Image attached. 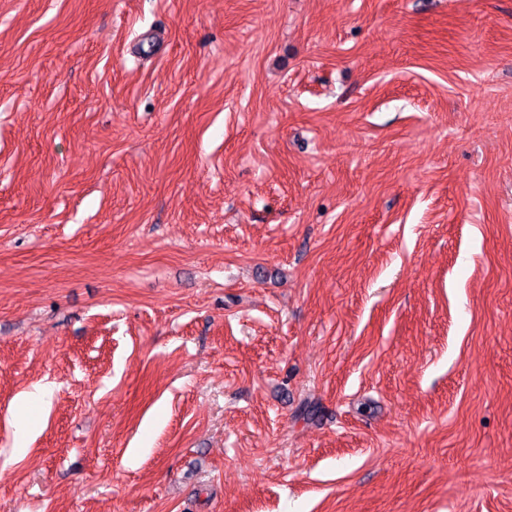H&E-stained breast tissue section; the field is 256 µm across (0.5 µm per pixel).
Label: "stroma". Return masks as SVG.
Wrapping results in <instances>:
<instances>
[{"label":"stroma","instance_id":"stroma-1","mask_svg":"<svg viewBox=\"0 0 512 512\" xmlns=\"http://www.w3.org/2000/svg\"><path fill=\"white\" fill-rule=\"evenodd\" d=\"M0 512H512V0H0Z\"/></svg>","mask_w":512,"mask_h":512}]
</instances>
